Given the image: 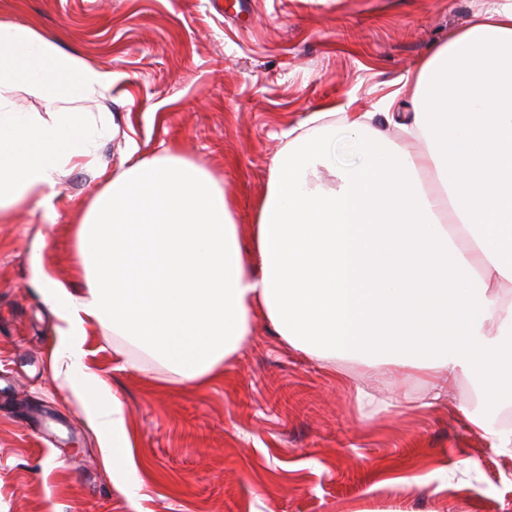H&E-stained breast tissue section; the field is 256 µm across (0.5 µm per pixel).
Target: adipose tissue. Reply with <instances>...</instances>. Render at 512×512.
I'll return each mask as SVG.
<instances>
[{
  "label": "adipose tissue",
  "mask_w": 512,
  "mask_h": 512,
  "mask_svg": "<svg viewBox=\"0 0 512 512\" xmlns=\"http://www.w3.org/2000/svg\"><path fill=\"white\" fill-rule=\"evenodd\" d=\"M112 71L62 53L29 25L0 21V220L92 160L100 130L70 110L112 88ZM409 81L410 101L342 112L361 160L334 165L326 115L289 135L271 161L242 244L218 180L179 156L138 159L129 144L76 226L88 288L77 294L34 269L57 320L55 379L81 401L105 464L129 498L143 481L132 461L123 402L84 362L89 326L183 379L222 373L262 314L284 347L328 373L361 363L362 401L419 377L420 404L449 382L512 357V0H494L450 34ZM62 102L40 116L18 90ZM330 170L333 187L321 181Z\"/></svg>",
  "instance_id": "ef3b65f1"
}]
</instances>
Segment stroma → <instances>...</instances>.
Wrapping results in <instances>:
<instances>
[{"instance_id": "obj_1", "label": "stroma", "mask_w": 512, "mask_h": 512, "mask_svg": "<svg viewBox=\"0 0 512 512\" xmlns=\"http://www.w3.org/2000/svg\"><path fill=\"white\" fill-rule=\"evenodd\" d=\"M488 2L0 0V21L115 75L105 97L78 104L111 127L93 165L62 178L53 212L0 223V512H512V456L464 416L493 415L474 380L445 386L430 408H369L362 366L329 376L259 315L235 361L201 387L118 355L111 328L88 327L85 361L136 433L143 489L131 502L53 376L57 320L31 265L43 252L50 274L84 293L74 229L131 140L139 157L173 153L214 175L249 239L285 131L348 102L409 99L407 77Z\"/></svg>"}]
</instances>
